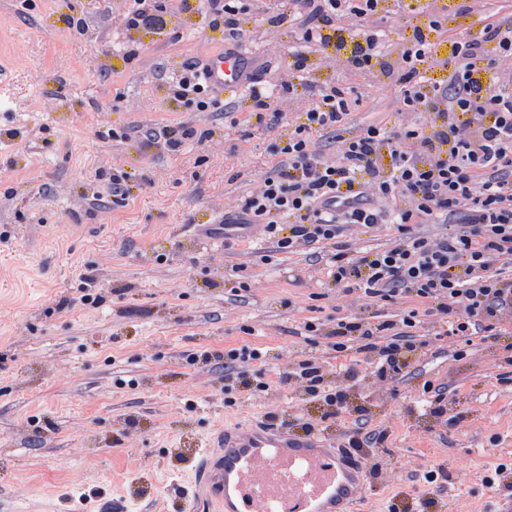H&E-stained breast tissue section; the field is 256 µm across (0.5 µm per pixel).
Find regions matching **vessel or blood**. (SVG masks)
Masks as SVG:
<instances>
[{"mask_svg": "<svg viewBox=\"0 0 512 512\" xmlns=\"http://www.w3.org/2000/svg\"><path fill=\"white\" fill-rule=\"evenodd\" d=\"M204 64L217 94L237 92L249 81L242 54H214ZM255 232L250 224L227 223L196 238L210 245ZM193 456L198 466L181 512H352L347 478L360 466L326 447L323 435L261 425L225 429Z\"/></svg>", "mask_w": 512, "mask_h": 512, "instance_id": "obj_1", "label": "vessel or blood"}]
</instances>
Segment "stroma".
Here are the masks:
<instances>
[{"label": "stroma", "mask_w": 512, "mask_h": 512, "mask_svg": "<svg viewBox=\"0 0 512 512\" xmlns=\"http://www.w3.org/2000/svg\"><path fill=\"white\" fill-rule=\"evenodd\" d=\"M250 32L242 50L264 83L289 75L295 34L268 14L288 0H242ZM390 59L424 16L384 0ZM131 0H0V512H103L139 482L127 512H177L191 461L220 427L277 416L332 432L385 434L369 462L356 512H389L390 501L433 499L428 512H486L485 476L512 469V344L503 333L460 350L445 324L422 318L416 351L389 383L372 359L344 381L343 412L280 381L317 355L328 380L339 362L307 319L332 313L336 287L324 249L276 251L272 240L199 244L198 225L236 216L258 177L278 161L311 100L303 91L270 99L276 125L256 126L250 89L221 110L174 103L168 84L184 66L231 45L204 8L175 12L166 33L128 30ZM80 18L68 27L63 15ZM512 22V0H486L483 13L449 15L432 33L438 56L451 38L477 34L483 15ZM439 63L433 78H446ZM310 79L353 88L359 103L339 132L317 139L324 156L371 125L398 126L400 88L312 61ZM178 125L207 131L177 152L150 139ZM128 175L129 195H112V175ZM90 274L106 300L94 305ZM249 345L267 351L266 391H225L219 364L188 365L187 354ZM445 392L444 414L425 411L429 387ZM436 472L428 482V472Z\"/></svg>", "instance_id": "35a3bbf8"}]
</instances>
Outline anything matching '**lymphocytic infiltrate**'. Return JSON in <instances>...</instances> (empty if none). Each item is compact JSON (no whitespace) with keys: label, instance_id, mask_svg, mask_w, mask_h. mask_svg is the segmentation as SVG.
<instances>
[{"label":"lymphocytic infiltrate","instance_id":"obj_1","mask_svg":"<svg viewBox=\"0 0 512 512\" xmlns=\"http://www.w3.org/2000/svg\"><path fill=\"white\" fill-rule=\"evenodd\" d=\"M382 0H291L288 13L268 15L271 26L298 32L305 49L296 53L283 91L304 88L313 101L277 147L280 159L245 200L243 224L262 225L277 250L332 244L326 267L339 295L357 311L335 317L332 330L309 320L306 331L329 334V347L344 358L343 374L355 377L357 361L350 351L374 357L380 382L397 377L405 353L414 351L404 328L416 325V311L401 321L377 320L378 302L407 294L427 307L428 315L447 323L450 337L463 345L496 335L512 315V278L501 275L500 261H512V23L490 21L469 38L451 42L447 83L433 82L422 63L435 58L430 32L442 28L447 7L426 13L398 58L388 61L380 25ZM212 29L225 40L242 44L250 36L242 27L235 0H207ZM166 0H134L128 29L164 33ZM354 48L344 64L362 73H381L401 87L403 109L426 114V121L403 120L399 129L370 126L342 140L337 158L322 157L315 133L343 126L353 104L338 83L317 84L306 76L308 52ZM178 103L198 110L218 102L200 74L189 66L168 86ZM455 218L439 237L421 236L417 227L440 216ZM393 225L397 237L388 248L351 249L345 237L353 228L374 230ZM249 345L225 350L227 389L267 388L263 371L241 374L242 365L261 360ZM281 383L292 382L310 397L340 407L346 394L332 385L318 357L300 360Z\"/></svg>","mask_w":512,"mask_h":512}]
</instances>
